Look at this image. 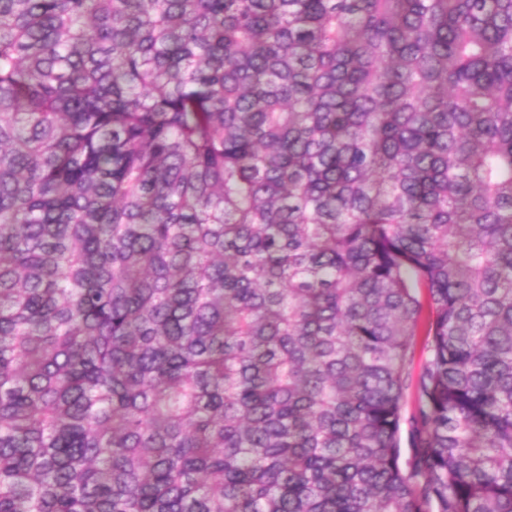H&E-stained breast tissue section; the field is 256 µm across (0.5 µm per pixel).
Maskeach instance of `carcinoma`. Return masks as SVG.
<instances>
[{"mask_svg":"<svg viewBox=\"0 0 512 512\" xmlns=\"http://www.w3.org/2000/svg\"><path fill=\"white\" fill-rule=\"evenodd\" d=\"M0 512H512V0H0Z\"/></svg>","mask_w":512,"mask_h":512,"instance_id":"1","label":"carcinoma"}]
</instances>
